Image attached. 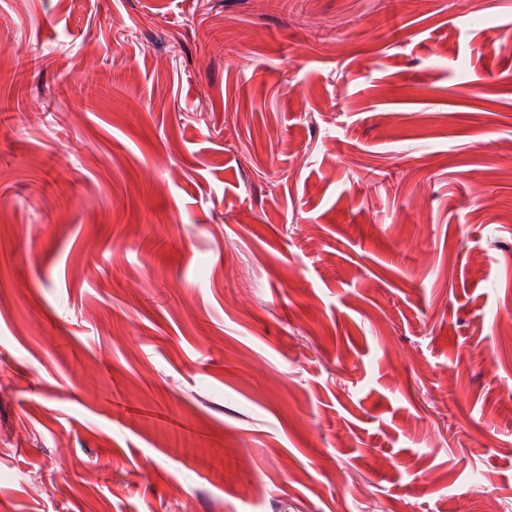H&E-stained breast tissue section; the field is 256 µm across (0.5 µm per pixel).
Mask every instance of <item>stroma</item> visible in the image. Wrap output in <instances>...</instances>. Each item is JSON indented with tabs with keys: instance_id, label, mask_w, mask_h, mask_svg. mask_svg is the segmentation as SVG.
<instances>
[{
	"instance_id": "35a3bbf8",
	"label": "stroma",
	"mask_w": 512,
	"mask_h": 512,
	"mask_svg": "<svg viewBox=\"0 0 512 512\" xmlns=\"http://www.w3.org/2000/svg\"><path fill=\"white\" fill-rule=\"evenodd\" d=\"M509 389L512 0H0V512H512Z\"/></svg>"
}]
</instances>
